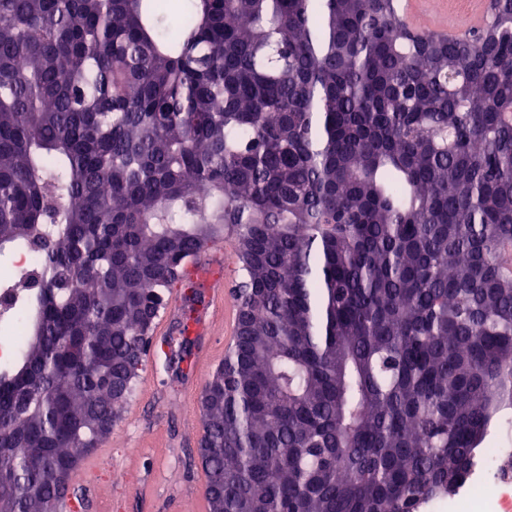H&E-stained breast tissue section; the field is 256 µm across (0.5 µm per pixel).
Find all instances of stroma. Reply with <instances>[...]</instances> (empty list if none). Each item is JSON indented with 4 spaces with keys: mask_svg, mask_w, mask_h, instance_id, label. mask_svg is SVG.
Instances as JSON below:
<instances>
[{
    "mask_svg": "<svg viewBox=\"0 0 512 512\" xmlns=\"http://www.w3.org/2000/svg\"><path fill=\"white\" fill-rule=\"evenodd\" d=\"M204 379L162 375L147 359L107 441L108 454L73 485L82 512H192L202 433L199 395Z\"/></svg>",
    "mask_w": 512,
    "mask_h": 512,
    "instance_id": "obj_1",
    "label": "stroma"
}]
</instances>
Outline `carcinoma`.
<instances>
[{"instance_id":"cac0c4a2","label":"carcinoma","mask_w":512,"mask_h":512,"mask_svg":"<svg viewBox=\"0 0 512 512\" xmlns=\"http://www.w3.org/2000/svg\"><path fill=\"white\" fill-rule=\"evenodd\" d=\"M0 0V246L40 254L0 368V512H61L221 237L210 512H418L512 413V0ZM164 340L170 372L185 334ZM428 4H441L439 13H433ZM448 5L458 15L457 22H448ZM401 13L409 26L418 34H435L448 38H462L485 20L483 0H405Z\"/></svg>"}]
</instances>
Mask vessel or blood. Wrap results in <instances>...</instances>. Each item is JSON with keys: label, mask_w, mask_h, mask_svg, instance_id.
Instances as JSON below:
<instances>
[{"label": "vessel or blood", "mask_w": 512, "mask_h": 512, "mask_svg": "<svg viewBox=\"0 0 512 512\" xmlns=\"http://www.w3.org/2000/svg\"><path fill=\"white\" fill-rule=\"evenodd\" d=\"M440 12H432L428 0H403L401 13L419 34L462 38L485 20L484 0H437ZM206 311L201 319L207 329H220L225 341H232L237 329L238 309L234 295L223 278L209 276L204 281Z\"/></svg>", "instance_id": "vessel-or-blood-1"}]
</instances>
